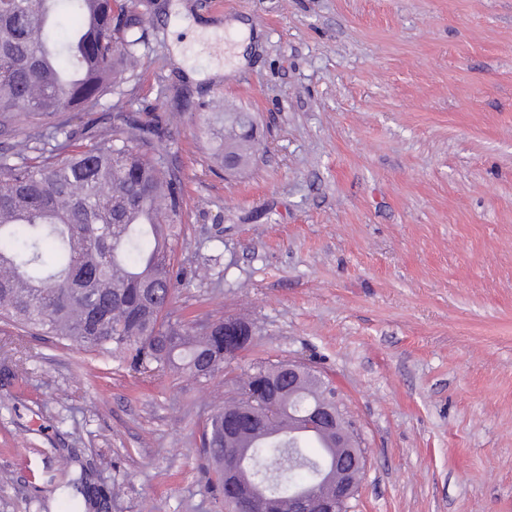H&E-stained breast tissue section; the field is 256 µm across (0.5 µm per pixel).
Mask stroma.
<instances>
[{
  "instance_id": "stroma-1",
  "label": "stroma",
  "mask_w": 512,
  "mask_h": 512,
  "mask_svg": "<svg viewBox=\"0 0 512 512\" xmlns=\"http://www.w3.org/2000/svg\"><path fill=\"white\" fill-rule=\"evenodd\" d=\"M131 110L185 194L175 316H243L235 373L302 360L365 439L350 512H512V0H131ZM249 24L245 67L172 52ZM257 125L228 175L216 101ZM233 389L0 330V512H226L202 452ZM125 489L113 495V482Z\"/></svg>"
}]
</instances>
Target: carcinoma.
Here are the masks:
<instances>
[{
    "instance_id": "carcinoma-1",
    "label": "carcinoma",
    "mask_w": 512,
    "mask_h": 512,
    "mask_svg": "<svg viewBox=\"0 0 512 512\" xmlns=\"http://www.w3.org/2000/svg\"><path fill=\"white\" fill-rule=\"evenodd\" d=\"M141 20L119 0H0V127L20 138L0 149V320L18 335L54 336L133 369L152 365L206 382L230 367L224 319L185 322L170 311L179 281L174 241L183 183L163 147L165 132L125 110L124 85L137 77ZM112 96V128L72 144L65 112ZM224 112L212 155L249 158L254 136ZM286 364H259L234 380V396L207 418L203 452L215 465L224 504V465L237 456L271 500L288 501L319 479L339 449L326 435L289 438L294 418L330 393L302 365L298 388L280 405L255 397L253 380L288 388ZM242 418L236 453L224 419Z\"/></svg>"
}]
</instances>
